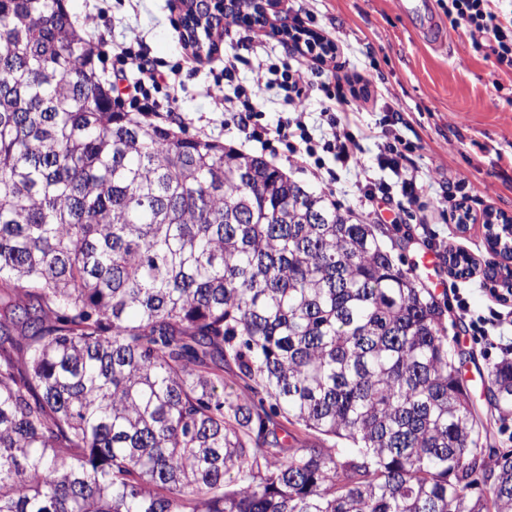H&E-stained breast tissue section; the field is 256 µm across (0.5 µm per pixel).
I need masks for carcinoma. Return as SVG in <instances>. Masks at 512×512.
Masks as SVG:
<instances>
[{
    "label": "carcinoma",
    "instance_id": "obj_1",
    "mask_svg": "<svg viewBox=\"0 0 512 512\" xmlns=\"http://www.w3.org/2000/svg\"><path fill=\"white\" fill-rule=\"evenodd\" d=\"M377 231L114 111L63 0H0V512H512L448 304Z\"/></svg>",
    "mask_w": 512,
    "mask_h": 512
}]
</instances>
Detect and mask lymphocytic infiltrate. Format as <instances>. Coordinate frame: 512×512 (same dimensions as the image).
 <instances>
[{
  "instance_id": "obj_1",
  "label": "lymphocytic infiltrate",
  "mask_w": 512,
  "mask_h": 512,
  "mask_svg": "<svg viewBox=\"0 0 512 512\" xmlns=\"http://www.w3.org/2000/svg\"><path fill=\"white\" fill-rule=\"evenodd\" d=\"M448 16L452 22L464 24L473 48L488 47L497 68L512 73V19H503L497 0H448ZM120 69L113 73L118 99L128 100L136 112H146L157 119H168L178 109L183 85L158 70L142 42L123 47L118 55ZM136 66L137 76L127 80L123 62ZM242 62L235 53H225L224 65L215 75V83L223 84L224 95L219 105L224 113V126L243 134L245 141L267 144L277 139L298 153L306 162L313 178L327 190L336 187L337 169L354 172V188L361 215L366 223L381 221L382 209L401 211L416 203L419 195L433 186L431 173L419 170L406 154L407 146L399 135L381 130L376 136L377 169H369L362 161L361 137L353 130V101L344 90L327 92V105L320 118L322 127L308 123L306 104L312 95L311 85L290 63L257 59L254 66L265 86L279 90L287 118L276 125L262 124V104L255 88L235 83ZM485 311L472 313L468 299L457 294L458 310L470 318V328L477 341L492 347H512V298L490 289Z\"/></svg>"
}]
</instances>
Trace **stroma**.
<instances>
[{"label": "stroma", "mask_w": 512, "mask_h": 512, "mask_svg": "<svg viewBox=\"0 0 512 512\" xmlns=\"http://www.w3.org/2000/svg\"><path fill=\"white\" fill-rule=\"evenodd\" d=\"M179 2L64 0V6L86 39L104 86L112 84L114 55L122 46L142 41L158 61L183 65L182 121L175 124V131L228 148L240 149L242 136L225 129L215 103L220 91L212 74L222 67L221 50L243 58L237 78L248 86L257 81L255 56L288 59L316 86L307 103L314 122L327 101L322 85L349 81L367 86L370 95L360 99L361 109L354 117L358 130L378 127L388 108L402 109L409 124L398 132L409 145L410 160L423 171L441 169L454 183L455 206L432 192L411 206L401 223H393L392 212H385L378 237L396 264L437 298H452L454 289L461 287V279L448 271L446 253L436 254L432 267L419 265L427 247L415 226L424 213L431 233L447 242L449 251L462 249L474 258L477 274H484L488 265L501 264V257L488 247L485 220L491 213L512 218V74L495 66L489 48H472L467 28L449 19L448 0H428L427 5L429 17L444 30L440 44L419 35L414 18L398 9L397 0H305L301 6L296 0H281L279 19L301 22L335 42L336 64L320 74L312 73L307 60L286 42L233 18L214 36L217 53L196 64L186 62L190 49L181 37ZM461 207L476 214L477 223L460 228L455 216ZM457 347L463 353L460 371L472 401L480 414H487L484 388L502 353L484 352L467 330L459 332Z\"/></svg>", "instance_id": "stroma-1"}]
</instances>
